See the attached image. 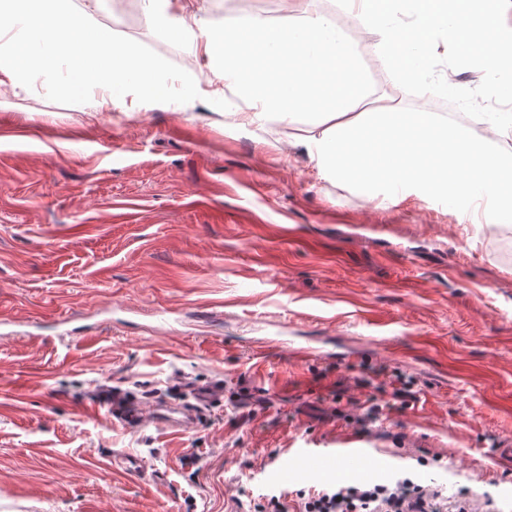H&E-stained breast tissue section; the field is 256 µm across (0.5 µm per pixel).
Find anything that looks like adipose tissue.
Listing matches in <instances>:
<instances>
[{"instance_id": "obj_1", "label": "adipose tissue", "mask_w": 512, "mask_h": 512, "mask_svg": "<svg viewBox=\"0 0 512 512\" xmlns=\"http://www.w3.org/2000/svg\"><path fill=\"white\" fill-rule=\"evenodd\" d=\"M147 23L189 41L211 70L223 73L260 111L251 122L317 115L322 129L307 148L319 175L365 192L393 183L425 197L486 198L480 221L512 212V151L492 149L463 124L426 109L351 115L365 94L356 52L312 0H289V18L224 24L192 12L188 0H142Z\"/></svg>"}]
</instances>
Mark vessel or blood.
Masks as SVG:
<instances>
[{
    "label": "vessel or blood",
    "instance_id": "b4317fda",
    "mask_svg": "<svg viewBox=\"0 0 512 512\" xmlns=\"http://www.w3.org/2000/svg\"><path fill=\"white\" fill-rule=\"evenodd\" d=\"M194 397L196 408L187 410L166 403L155 404L152 417H145L140 405L135 401H126L118 395H101L97 406L106 408L111 417L131 429L143 427L146 422L178 433L194 427L199 410L205 409L214 397L213 391L198 390ZM305 467L307 470L318 473H332L350 471L363 477L371 476L372 470L366 464L361 453L353 448L339 452L321 451L306 455Z\"/></svg>",
    "mask_w": 512,
    "mask_h": 512
}]
</instances>
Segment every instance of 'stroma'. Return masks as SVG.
<instances>
[{"label": "stroma", "mask_w": 512, "mask_h": 512, "mask_svg": "<svg viewBox=\"0 0 512 512\" xmlns=\"http://www.w3.org/2000/svg\"><path fill=\"white\" fill-rule=\"evenodd\" d=\"M74 4L200 97L109 112L98 89L62 105L41 81L0 87V512H252L276 465L341 448L426 457L419 482L512 512V466L490 456L512 442L502 235L466 223L462 201L321 177L304 145L316 117L246 123L252 102L140 4ZM378 39L356 47L354 109L412 111ZM380 366L421 392L359 434L348 400ZM206 387L222 396L184 434L88 415L107 388L149 410Z\"/></svg>", "instance_id": "obj_1"}]
</instances>
